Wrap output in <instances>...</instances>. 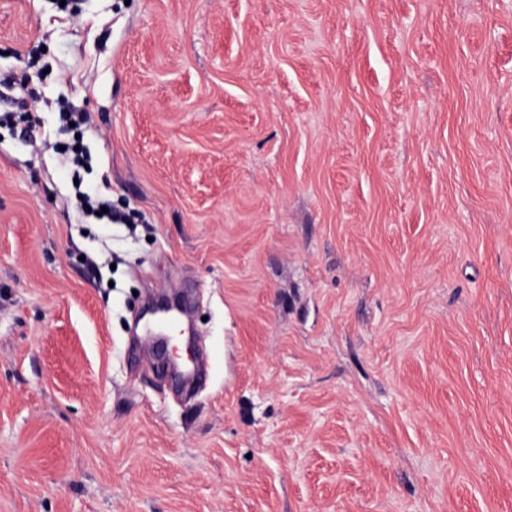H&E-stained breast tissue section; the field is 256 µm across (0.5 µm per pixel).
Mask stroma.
Returning a JSON list of instances; mask_svg holds the SVG:
<instances>
[{
  "mask_svg": "<svg viewBox=\"0 0 512 512\" xmlns=\"http://www.w3.org/2000/svg\"><path fill=\"white\" fill-rule=\"evenodd\" d=\"M0 512H512V0H0ZM79 200L81 207L91 215H96V212L101 213V219L107 218L111 223H118L117 221L124 220L125 217L121 214L112 212V201L110 200H93L89 195L79 191ZM101 207H106V212L101 211ZM97 216V215H96Z\"/></svg>",
  "mask_w": 512,
  "mask_h": 512,
  "instance_id": "stroma-1",
  "label": "stroma"
}]
</instances>
